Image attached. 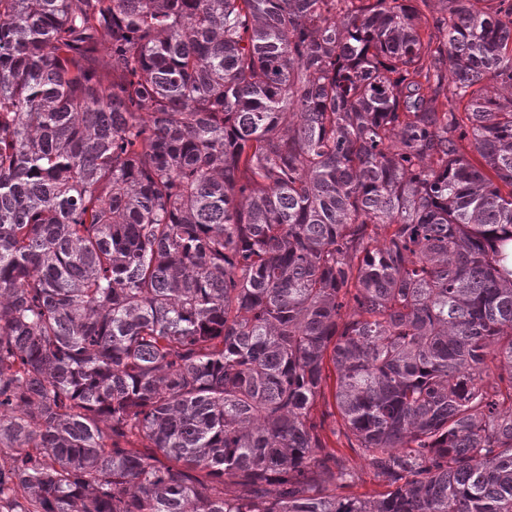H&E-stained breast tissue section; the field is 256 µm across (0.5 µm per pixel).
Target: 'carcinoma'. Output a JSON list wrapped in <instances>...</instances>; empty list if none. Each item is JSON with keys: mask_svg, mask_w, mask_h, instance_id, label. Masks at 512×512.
<instances>
[{"mask_svg": "<svg viewBox=\"0 0 512 512\" xmlns=\"http://www.w3.org/2000/svg\"><path fill=\"white\" fill-rule=\"evenodd\" d=\"M0 512H512V0H0Z\"/></svg>", "mask_w": 512, "mask_h": 512, "instance_id": "carcinoma-1", "label": "carcinoma"}]
</instances>
